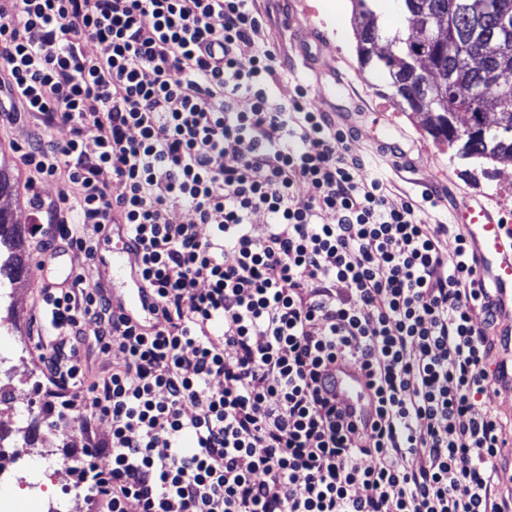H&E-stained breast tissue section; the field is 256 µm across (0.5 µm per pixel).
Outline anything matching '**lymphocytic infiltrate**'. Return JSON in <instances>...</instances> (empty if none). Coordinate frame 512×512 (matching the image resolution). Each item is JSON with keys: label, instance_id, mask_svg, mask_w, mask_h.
I'll return each mask as SVG.
<instances>
[{"label": "lymphocytic infiltrate", "instance_id": "obj_1", "mask_svg": "<svg viewBox=\"0 0 512 512\" xmlns=\"http://www.w3.org/2000/svg\"><path fill=\"white\" fill-rule=\"evenodd\" d=\"M264 26L256 0H0V121L40 122L26 187L77 189L34 194L30 227L57 244L39 265L77 262L42 290L61 333L41 354L61 399L46 412L110 426L75 449L77 487L104 512H512L471 241L427 223L436 191L366 177L353 128L306 86L273 97L275 49L240 54ZM177 205L192 221L170 222ZM109 224L153 330L90 278ZM90 339L119 356L100 379ZM339 362L366 378L372 424L338 406Z\"/></svg>", "mask_w": 512, "mask_h": 512}]
</instances>
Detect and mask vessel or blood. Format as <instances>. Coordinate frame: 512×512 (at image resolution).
<instances>
[{
    "label": "vessel or blood",
    "instance_id": "vessel-or-blood-1",
    "mask_svg": "<svg viewBox=\"0 0 512 512\" xmlns=\"http://www.w3.org/2000/svg\"><path fill=\"white\" fill-rule=\"evenodd\" d=\"M455 221L463 226L474 247V265L481 279L492 290L496 316L512 309V225L479 199H466L455 209ZM101 246L112 251V265L117 273H124L123 258L127 252L126 240L114 226H106ZM126 308L129 314L144 323H152L150 301L137 288H127ZM336 391L350 410L362 419H369L372 400L365 380L355 367L344 364L336 368Z\"/></svg>",
    "mask_w": 512,
    "mask_h": 512
}]
</instances>
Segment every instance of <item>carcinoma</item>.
<instances>
[{
    "label": "carcinoma",
    "mask_w": 512,
    "mask_h": 512,
    "mask_svg": "<svg viewBox=\"0 0 512 512\" xmlns=\"http://www.w3.org/2000/svg\"><path fill=\"white\" fill-rule=\"evenodd\" d=\"M381 0H351L357 52L363 69L384 72L390 97L403 111L430 112L435 104L427 98L409 100L407 74L391 57L373 53V44L382 39L379 24ZM406 14L412 12L443 19V37L452 50L437 44L423 48L428 56L436 93L455 112L480 109L495 114L496 126L487 134L488 145L481 150L468 148V137L425 121V129L436 140L456 146L455 156L480 165L486 161H512V95H503L495 74L512 75V36L500 41L497 50L482 68H473L465 58L483 51L482 39L493 36L503 15L512 19V0H404ZM21 231L13 214L0 207V288L21 280L25 258L20 250Z\"/></svg>",
    "instance_id": "carcinoma-1"
}]
</instances>
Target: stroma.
Listing matches in <instances>:
<instances>
[{
	"instance_id": "1",
	"label": "stroma",
	"mask_w": 512,
	"mask_h": 512,
	"mask_svg": "<svg viewBox=\"0 0 512 512\" xmlns=\"http://www.w3.org/2000/svg\"><path fill=\"white\" fill-rule=\"evenodd\" d=\"M258 5L269 12L265 39L275 47L285 67L281 85L273 89L274 96L288 98L296 84H303L309 89L311 108L335 113L337 120L354 126L356 133L348 147L351 154L371 158L366 176H381L400 195L414 197L427 187L439 189L442 200L428 216L432 224L453 223L456 204L469 198L481 199L512 215V171L494 162L484 173L469 161L457 159L453 149L434 141L425 131L422 116L401 111L395 105L382 73L361 71L350 0H259ZM294 21L323 39L322 56L333 59L335 73L324 70L316 77L306 74L290 29ZM37 130L31 119L0 126V157L7 160L17 187L15 196L5 199L4 204L13 209L24 228L31 223L29 195L24 189L27 172L12 147L26 145ZM386 142L404 147L411 169L390 168L377 159L379 145ZM24 249L29 257L27 275L7 302L0 304V317L11 323L9 333L0 334V383H11L31 393L32 401L20 426L27 433L32 453H52L63 458L68 449L85 447L87 439L106 440L109 426L99 422L91 433H82L84 416L75 413L71 419L78 426V433L64 435L50 429L45 414L47 381L34 351L43 339V324L48 317L41 287L49 281H63L70 271V259L62 256L43 268L35 261L36 239L26 238Z\"/></svg>"
}]
</instances>
